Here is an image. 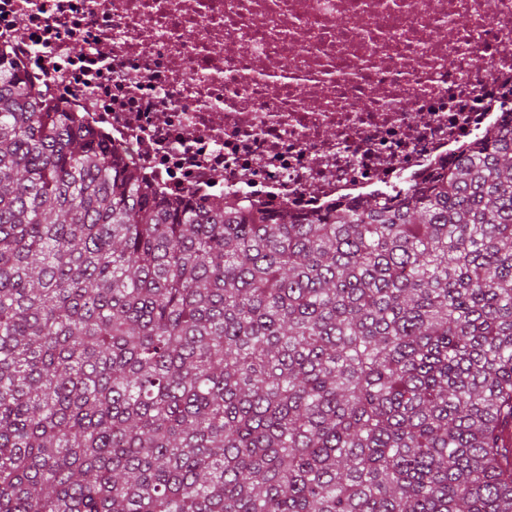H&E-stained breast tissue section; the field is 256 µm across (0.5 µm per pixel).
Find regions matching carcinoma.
Segmentation results:
<instances>
[{
	"instance_id": "cac0c4a2",
	"label": "carcinoma",
	"mask_w": 512,
	"mask_h": 512,
	"mask_svg": "<svg viewBox=\"0 0 512 512\" xmlns=\"http://www.w3.org/2000/svg\"><path fill=\"white\" fill-rule=\"evenodd\" d=\"M512 128L300 221L154 196L0 58V512H512Z\"/></svg>"
}]
</instances>
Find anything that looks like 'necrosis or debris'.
Wrapping results in <instances>:
<instances>
[{"mask_svg": "<svg viewBox=\"0 0 512 512\" xmlns=\"http://www.w3.org/2000/svg\"><path fill=\"white\" fill-rule=\"evenodd\" d=\"M0 57L155 194L243 212L387 196L512 118V0H0Z\"/></svg>", "mask_w": 512, "mask_h": 512, "instance_id": "1", "label": "necrosis or debris"}]
</instances>
